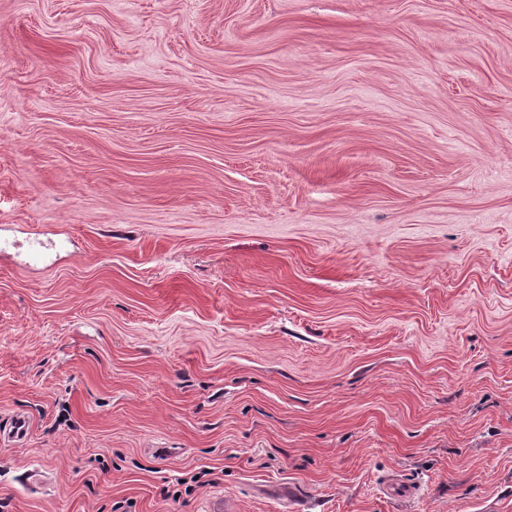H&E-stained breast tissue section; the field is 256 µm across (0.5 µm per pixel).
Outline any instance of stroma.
<instances>
[{
  "mask_svg": "<svg viewBox=\"0 0 512 512\" xmlns=\"http://www.w3.org/2000/svg\"><path fill=\"white\" fill-rule=\"evenodd\" d=\"M0 240V512H512V0H0Z\"/></svg>",
  "mask_w": 512,
  "mask_h": 512,
  "instance_id": "1",
  "label": "stroma"
}]
</instances>
